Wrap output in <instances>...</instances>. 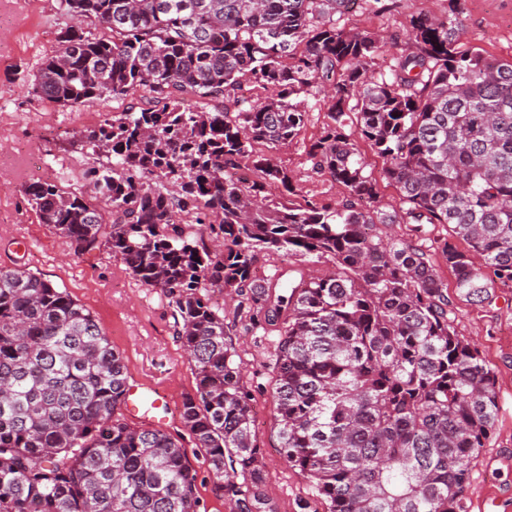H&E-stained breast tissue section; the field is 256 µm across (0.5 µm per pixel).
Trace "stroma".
Segmentation results:
<instances>
[{
  "label": "stroma",
  "mask_w": 512,
  "mask_h": 512,
  "mask_svg": "<svg viewBox=\"0 0 512 512\" xmlns=\"http://www.w3.org/2000/svg\"><path fill=\"white\" fill-rule=\"evenodd\" d=\"M449 5V0H391L383 11L376 0H358L356 9L342 16L339 24L381 30L389 38L380 55L386 64L405 49L411 15L423 11L441 16ZM461 21L467 46L512 60V0H465ZM69 23L60 0H0V266L40 273L100 319L124 358L130 385L155 387L171 400L173 411L161 428L192 453L197 495L206 512H229L223 490L203 456L197 455L196 441L179 413L184 395L194 390L195 375L173 334L166 298L109 251L71 254L64 238L41 224L23 193L34 180L78 173L90 166L92 157L70 147L67 134L96 126L106 115L128 107L127 101L107 99L63 108L35 92V75L58 50L59 35ZM310 105L305 130L280 149L277 160L293 173L301 194L331 203L341 195V188L329 177L307 175L311 163L306 148L331 122L323 102L314 98ZM381 231L426 252L449 289L457 334L471 342L495 375L498 415L472 465L466 498L468 512H512V283L498 286L491 300H467L457 294L454 274L441 253L444 240L451 238L448 226L429 224L419 234L410 224H385ZM213 300L224 308V323L245 369L268 495L279 512H299L302 502L311 512H321L323 505L312 482L284 463L276 450L272 397L276 332L252 326L254 310L246 300L218 293Z\"/></svg>",
  "instance_id": "stroma-1"
}]
</instances>
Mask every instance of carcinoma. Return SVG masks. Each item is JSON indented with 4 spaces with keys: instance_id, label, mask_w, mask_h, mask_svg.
Wrapping results in <instances>:
<instances>
[{
    "instance_id": "1",
    "label": "carcinoma",
    "mask_w": 512,
    "mask_h": 512,
    "mask_svg": "<svg viewBox=\"0 0 512 512\" xmlns=\"http://www.w3.org/2000/svg\"><path fill=\"white\" fill-rule=\"evenodd\" d=\"M353 0H61L71 25L35 76L76 108L141 88L129 108L71 138L106 161L95 196L55 179L24 194L76 256L103 249L171 308L195 369L181 418L231 512H279L265 492L242 363L209 289L248 296L276 327L281 457L324 512H467L473 461L494 427L495 379L454 330L424 251L380 224H446L459 295L512 282V61L462 42L455 6L410 20L411 47L380 68L382 36L334 16ZM223 104L192 110L185 96ZM312 170L343 198L295 200L275 154L308 123ZM382 159L366 172L358 141ZM402 206H380V182ZM288 278L252 277L259 251ZM326 259L307 276L296 265ZM122 355L99 318L28 269L0 267V512H200L197 471L167 432L123 414Z\"/></svg>"
}]
</instances>
